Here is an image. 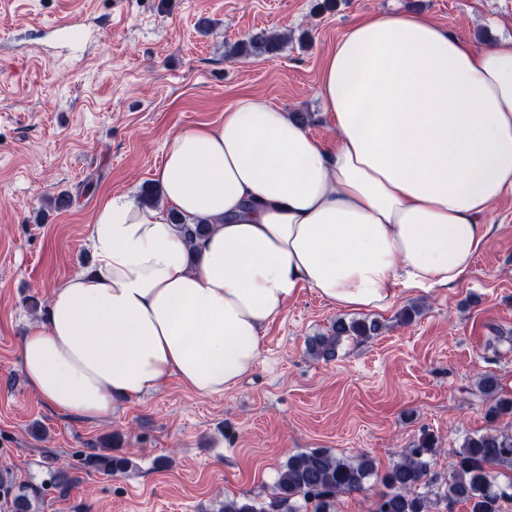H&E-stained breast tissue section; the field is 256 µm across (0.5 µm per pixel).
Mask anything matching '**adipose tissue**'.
Listing matches in <instances>:
<instances>
[{
	"label": "adipose tissue",
	"instance_id": "ef3b65f1",
	"mask_svg": "<svg viewBox=\"0 0 512 512\" xmlns=\"http://www.w3.org/2000/svg\"><path fill=\"white\" fill-rule=\"evenodd\" d=\"M318 90L331 140L243 95L167 139L162 204L102 201L91 269L53 285L19 348L44 403L96 422L172 378L221 394L301 289L382 310L467 277L512 195V41L475 47L425 16L373 11L325 53ZM173 210L207 234L188 245Z\"/></svg>",
	"mask_w": 512,
	"mask_h": 512
}]
</instances>
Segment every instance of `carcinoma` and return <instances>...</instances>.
Here are the masks:
<instances>
[{"label": "carcinoma", "mask_w": 512, "mask_h": 512, "mask_svg": "<svg viewBox=\"0 0 512 512\" xmlns=\"http://www.w3.org/2000/svg\"><path fill=\"white\" fill-rule=\"evenodd\" d=\"M281 47V37L262 34L237 42L230 52L235 56H260L274 54ZM171 220L184 229L191 246L209 228L201 221L189 224L176 212L171 213ZM380 330L381 324L376 320L338 318L328 333L308 340L307 353L328 362L336 358L344 339L365 341ZM477 390L490 401V421L512 417V397L500 395L501 385L495 375H481ZM439 451V438L431 433L421 434L413 447L406 449L381 475L385 491L378 496L375 512H433L441 498L465 502L469 512H501L503 499H512V494L498 488L491 473L494 466L512 469V434L489 427L467 437L460 448L453 450V468L441 482L433 471L434 456ZM83 462L89 469L109 473H124L130 468L125 457L93 452L86 454ZM376 475L378 466L366 454L344 457L326 448L302 451L288 456L269 500L258 503L250 498H226L218 512H301L304 502L314 504V512H336L337 494L360 491ZM429 483L439 484L441 490L432 496L420 491Z\"/></svg>", "instance_id": "cac0c4a2"}]
</instances>
